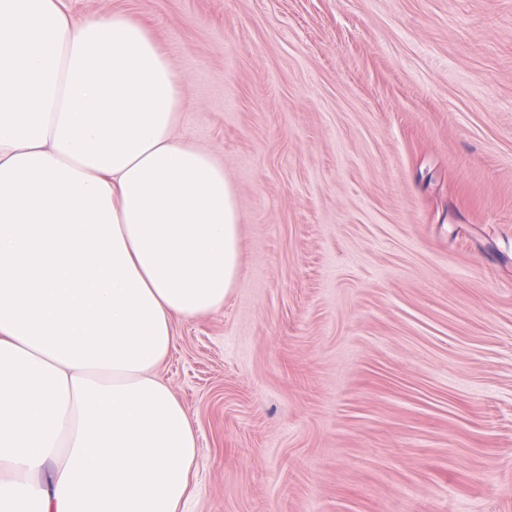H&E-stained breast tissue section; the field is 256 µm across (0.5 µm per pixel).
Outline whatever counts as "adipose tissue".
<instances>
[{
  "instance_id": "obj_1",
  "label": "adipose tissue",
  "mask_w": 512,
  "mask_h": 512,
  "mask_svg": "<svg viewBox=\"0 0 512 512\" xmlns=\"http://www.w3.org/2000/svg\"><path fill=\"white\" fill-rule=\"evenodd\" d=\"M152 33L0 0V512H184L198 434L157 375L241 267L223 163Z\"/></svg>"
}]
</instances>
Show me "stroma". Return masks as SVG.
<instances>
[{
	"mask_svg": "<svg viewBox=\"0 0 512 512\" xmlns=\"http://www.w3.org/2000/svg\"><path fill=\"white\" fill-rule=\"evenodd\" d=\"M68 5L148 27L237 193L158 370L188 512H512V0Z\"/></svg>",
	"mask_w": 512,
	"mask_h": 512,
	"instance_id": "1",
	"label": "stroma"
}]
</instances>
